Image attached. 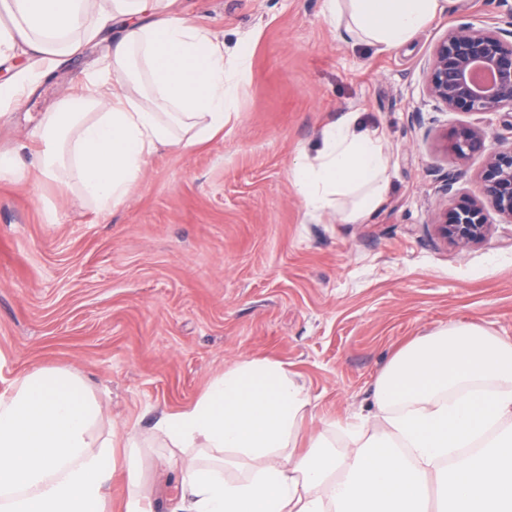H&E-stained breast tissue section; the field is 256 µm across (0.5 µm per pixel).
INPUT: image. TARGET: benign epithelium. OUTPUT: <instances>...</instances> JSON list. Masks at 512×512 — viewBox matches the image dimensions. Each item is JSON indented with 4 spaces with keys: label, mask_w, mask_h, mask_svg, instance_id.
I'll list each match as a JSON object with an SVG mask.
<instances>
[{
    "label": "benign epithelium",
    "mask_w": 512,
    "mask_h": 512,
    "mask_svg": "<svg viewBox=\"0 0 512 512\" xmlns=\"http://www.w3.org/2000/svg\"><path fill=\"white\" fill-rule=\"evenodd\" d=\"M476 67L492 75L490 83L473 80ZM424 83L429 97L450 112L512 111V12L489 25L462 23L449 29L433 47ZM442 149L455 162L475 154L485 156L483 199L456 197L455 178L450 176L444 188L449 204L432 222L437 239L463 250L487 238L488 209L512 223V123L492 134L460 127L444 138Z\"/></svg>",
    "instance_id": "7a95c632"
}]
</instances>
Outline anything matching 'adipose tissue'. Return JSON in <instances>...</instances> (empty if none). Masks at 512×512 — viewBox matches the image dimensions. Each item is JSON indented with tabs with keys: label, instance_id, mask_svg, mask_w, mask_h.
Masks as SVG:
<instances>
[{
	"label": "adipose tissue",
	"instance_id": "adipose-tissue-1",
	"mask_svg": "<svg viewBox=\"0 0 512 512\" xmlns=\"http://www.w3.org/2000/svg\"><path fill=\"white\" fill-rule=\"evenodd\" d=\"M175 0H0V64H36L0 83V109L116 29L106 63L80 97L41 113L35 164L76 184L80 202L124 203L148 160L223 133L247 75L250 42L223 43ZM449 0H324L355 43L389 52ZM391 157L380 128L349 113L293 164L308 213L364 224L386 203ZM311 400L287 364L245 358L150 430L104 428L92 386L65 366L40 368L0 392V512H107L115 442L163 449L181 512H512V341L451 323L402 346L378 377L373 409L327 423L297 451ZM240 474L230 477L227 466Z\"/></svg>",
	"mask_w": 512,
	"mask_h": 512
}]
</instances>
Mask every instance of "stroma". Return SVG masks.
Segmentation results:
<instances>
[{
  "instance_id": "stroma-1",
  "label": "stroma",
  "mask_w": 512,
  "mask_h": 512,
  "mask_svg": "<svg viewBox=\"0 0 512 512\" xmlns=\"http://www.w3.org/2000/svg\"><path fill=\"white\" fill-rule=\"evenodd\" d=\"M233 45L252 41L238 110L222 135L154 155L128 200L101 214L29 171L0 180V391L66 365L98 393L105 417L149 429L193 402L244 357L286 363L311 398L304 433L365 414L372 385L406 341L448 322L512 339V223L489 213L481 245L440 243L431 219L482 193L484 158L447 160L439 137L492 132L512 111L449 112L425 89L434 44L480 26L512 0H450L412 43L352 45L323 0H178ZM111 36L61 59L0 118V149H36L40 113L99 69ZM350 112L381 127L391 193L365 224L309 216L290 175L324 126Z\"/></svg>"
}]
</instances>
